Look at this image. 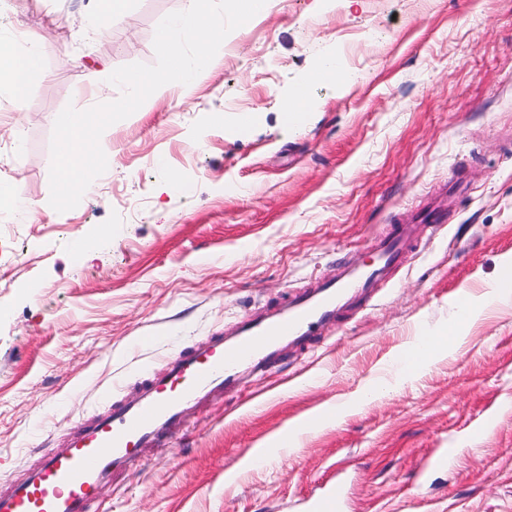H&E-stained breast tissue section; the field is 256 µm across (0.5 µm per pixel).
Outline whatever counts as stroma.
<instances>
[{
    "instance_id": "1",
    "label": "stroma",
    "mask_w": 512,
    "mask_h": 512,
    "mask_svg": "<svg viewBox=\"0 0 512 512\" xmlns=\"http://www.w3.org/2000/svg\"><path fill=\"white\" fill-rule=\"evenodd\" d=\"M183 6L130 0L106 37L94 0H0V40L44 35L24 99L0 86V185L35 206H0V491L185 350L285 308L338 259L368 264L375 236L450 194L375 302L187 410L186 432L101 495L111 512H310L339 480L347 512H512V300L448 319L455 292L512 271V0H272L190 95L108 127L106 172L57 212L56 117L117 99L109 75L154 64ZM330 56L350 83L310 82ZM300 89L311 107L285 124ZM450 332L451 352L403 370L409 343ZM378 376L389 392L358 405ZM260 448L273 460L250 465Z\"/></svg>"
}]
</instances>
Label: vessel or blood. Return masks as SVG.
Segmentation results:
<instances>
[{
  "mask_svg": "<svg viewBox=\"0 0 512 512\" xmlns=\"http://www.w3.org/2000/svg\"><path fill=\"white\" fill-rule=\"evenodd\" d=\"M417 246L412 226L401 225L376 240L371 264L338 275L316 293L296 295L286 311L247 319L233 343L218 338L181 355L164 373L146 380L141 399L109 408L71 437L63 452L46 455L33 477L0 493V512H106L99 498L103 480L132 460L137 449L171 443L184 406L216 390L240 391L245 372L261 369L283 339H304L315 324L335 317L341 296L372 301Z\"/></svg>",
  "mask_w": 512,
  "mask_h": 512,
  "instance_id": "vessel-or-blood-1",
  "label": "vessel or blood"
}]
</instances>
